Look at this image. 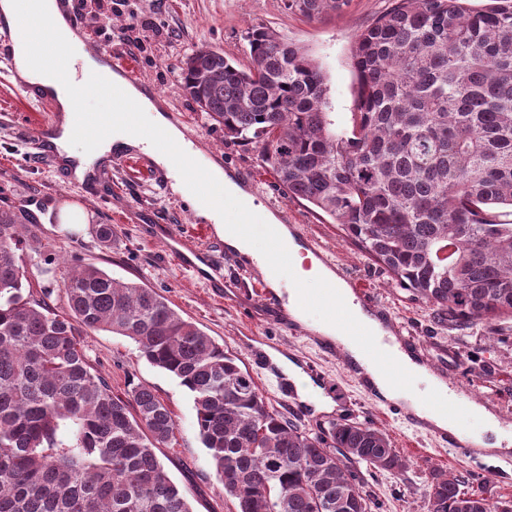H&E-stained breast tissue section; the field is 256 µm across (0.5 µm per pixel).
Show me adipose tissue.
<instances>
[{
    "label": "adipose tissue",
    "mask_w": 512,
    "mask_h": 512,
    "mask_svg": "<svg viewBox=\"0 0 512 512\" xmlns=\"http://www.w3.org/2000/svg\"><path fill=\"white\" fill-rule=\"evenodd\" d=\"M132 149L150 152L156 164L166 170L167 176L171 180L172 192L179 195L184 194V173L179 162L170 154L151 151L146 132L133 125L117 127L112 135L111 142L94 148L92 154L83 156L82 161L89 165L94 160L105 157L111 152ZM210 175L214 180L223 183L224 200L226 204H229L237 211L240 217L253 218L255 223L258 224L277 225L279 245L290 254L292 258L291 267L298 281L304 283L313 281L321 284L329 280L335 282L342 297L351 298L352 291L348 283L339 279L337 274L327 268L320 260L315 258L311 260L306 259L302 253L301 246L296 242L288 226L280 223L278 217L273 212L267 210L262 204L257 203L255 198L246 192L229 173L225 172L220 166L215 165L211 167ZM342 344L345 348L346 357L357 364L358 375L366 386L373 389L383 399L397 403L412 414L421 413L417 399L404 391L392 387L378 368L364 357L350 339H343ZM424 416L426 420L433 424L435 430L450 432L455 428L454 419L441 410L434 409L428 411Z\"/></svg>",
    "instance_id": "1"
}]
</instances>
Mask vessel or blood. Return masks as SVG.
<instances>
[{
    "label": "vessel or blood",
    "instance_id": "b4317fda",
    "mask_svg": "<svg viewBox=\"0 0 512 512\" xmlns=\"http://www.w3.org/2000/svg\"><path fill=\"white\" fill-rule=\"evenodd\" d=\"M71 36L56 35L46 24L36 22L29 15L17 17L13 25H6L0 19V78L6 80L23 98L37 100L42 105L52 108L49 117L36 116L25 124L26 138L35 155L46 156V147L50 139L60 137L62 132H69L71 139L82 141L89 146L111 140L115 126L135 124L139 115L124 111L128 86L141 84L139 71L129 55H112L111 51L94 47L84 36L85 26L80 16L69 13ZM26 47L30 61V77L19 78L15 63L17 47ZM111 62L117 79H84L79 85L80 99L74 100L70 113L54 110L53 96L46 93L39 82L45 73L54 74L61 81L73 78V71L83 60ZM94 97L107 104L104 112H89L82 105L83 98ZM150 138L157 149L178 157L187 172L186 193L193 199L223 210L224 188L214 181L208 164L198 156L188 154L182 145L167 143L159 132H151ZM226 221L235 223L238 232L248 237L256 253L268 263L287 266L291 259L288 253L278 245L277 231L269 224H253L237 219L235 214L225 212ZM168 239L167 248L177 265L183 269L199 273L206 280L215 294L224 292V275L207 250L190 242L187 235L178 228L165 230ZM253 292L258 300L275 308L279 320L296 328L297 323L285 308L279 307L275 292L265 279H256ZM300 303L304 308H323L327 320L339 331L338 336H324L312 326H305L304 332L319 350L327 355H335L343 350L341 337L360 338L367 350V356L395 386L402 390H411L415 380L414 373L408 371L401 362L403 351L419 353L418 344L410 338L401 340L399 345H392L389 339H376L364 335L363 328L351 308L338 296L334 284L327 283L319 288L317 294L302 295ZM251 361L260 374L271 373L279 376V392L284 401L295 398L293 386L282 379L281 368L277 367L266 354L253 353Z\"/></svg>",
    "mask_w": 512,
    "mask_h": 512
}]
</instances>
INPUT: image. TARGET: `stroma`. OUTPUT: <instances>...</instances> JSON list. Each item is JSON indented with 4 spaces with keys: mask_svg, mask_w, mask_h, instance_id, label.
Segmentation results:
<instances>
[{
    "mask_svg": "<svg viewBox=\"0 0 512 512\" xmlns=\"http://www.w3.org/2000/svg\"><path fill=\"white\" fill-rule=\"evenodd\" d=\"M388 6L389 0H353L345 13L308 20L289 11L286 0H125L118 11L107 15L92 11L82 20L94 46L132 53L145 82L159 90L169 108L183 115L179 127L187 139L213 154L215 163L241 186L254 187L256 201L283 223L303 225L340 271L363 283L369 297L392 312L403 335L419 343L425 365L444 381L464 383L474 400L512 416V329L495 330L482 323L460 328L439 319L431 304L369 261L320 211L288 196L263 165L255 145L226 138L223 127L200 112L179 88L182 62L198 48L221 51L228 60L247 65V32L251 26L264 25L303 46L319 65L326 77L328 110L337 131H344L356 110L354 42ZM43 110V105L20 98L0 81V204L10 205L21 222L40 225L58 256L57 263L47 265L29 247H22L20 263L31 282H41L47 275L60 281L68 265L92 264L114 278L157 290L184 318L236 356L242 369L251 367L247 350L253 331L289 353L307 357L331 382L326 393L336 403L333 411L304 416L281 399L275 379L259 377L255 383L271 410L309 433L327 429L334 420H349L388 435L407 467L393 474L357 464L372 512H427V490L436 470L461 477L463 490L489 502L512 499V455L500 458L507 475L499 477L484 465L460 458L455 449L437 451L432 434L415 433L413 427L370 404L355 378L346 374L341 356L320 354L308 337L281 325L272 310L257 300L251 292L257 270L226 253L222 238L210 236L202 246L223 270V297H216L194 273L180 269L160 229L169 225L185 229L196 220L169 186L117 165L104 169L96 187L74 186L51 163L32 155L25 142V117ZM64 195L69 196L71 208L82 212L83 223L60 222L57 213ZM99 224L112 226L111 247L100 245L95 234ZM85 350L90 365L113 392L146 385L171 408L176 429L156 454L185 490L193 512H236L198 434L193 398L178 379L149 364L124 336L96 332L86 337Z\"/></svg>",
    "mask_w": 512,
    "mask_h": 512,
    "instance_id": "obj_1",
    "label": "stroma"
}]
</instances>
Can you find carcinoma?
I'll return each mask as SVG.
<instances>
[{"label": "carcinoma", "mask_w": 512, "mask_h": 512, "mask_svg": "<svg viewBox=\"0 0 512 512\" xmlns=\"http://www.w3.org/2000/svg\"><path fill=\"white\" fill-rule=\"evenodd\" d=\"M463 2L391 0L360 32L345 133L326 112L320 67L263 25L248 31V66L200 48L180 89L400 286L450 322L499 327L512 322V0ZM351 5L287 0L306 18ZM25 241L54 262L40 225L1 205L0 512H192L156 454L174 434L173 411L145 385L112 392L83 351L98 331L133 340L191 393L237 512H370L355 464L405 469L377 428L333 422L311 435L270 410L237 359L153 288L77 264L64 307L51 302V281L24 293ZM427 496L430 512H512V500L493 507L439 471Z\"/></svg>", "instance_id": "carcinoma-1"}]
</instances>
